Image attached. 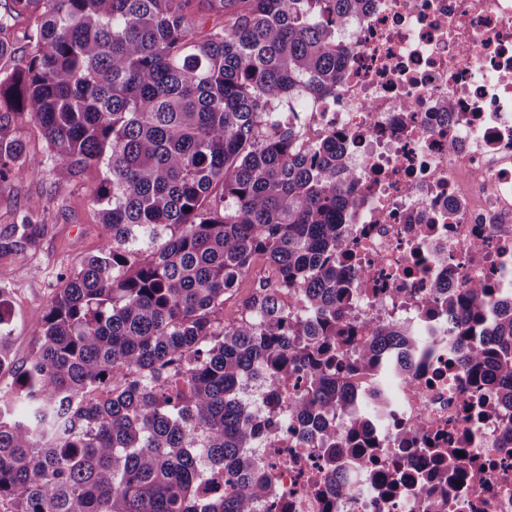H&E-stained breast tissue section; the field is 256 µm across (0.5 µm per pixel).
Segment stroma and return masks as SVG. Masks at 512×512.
<instances>
[{"label":"stroma","mask_w":512,"mask_h":512,"mask_svg":"<svg viewBox=\"0 0 512 512\" xmlns=\"http://www.w3.org/2000/svg\"><path fill=\"white\" fill-rule=\"evenodd\" d=\"M101 171L86 170L80 178L53 186L51 176L0 180V228L19 223L22 215L35 214L49 229L36 253L0 262V282L13 285L11 354L15 365L25 364L35 353L36 327L50 300L49 281L54 273L72 265L71 243L96 248L101 226L93 191Z\"/></svg>","instance_id":"obj_1"}]
</instances>
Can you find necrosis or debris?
<instances>
[{"instance_id": "1", "label": "necrosis or debris", "mask_w": 512, "mask_h": 512, "mask_svg": "<svg viewBox=\"0 0 512 512\" xmlns=\"http://www.w3.org/2000/svg\"><path fill=\"white\" fill-rule=\"evenodd\" d=\"M344 41L336 96L305 123L310 141L335 132L353 173L347 316L404 320L433 351L394 385L387 416L366 420L385 455H402L399 481L349 468L346 494L310 492L326 482L319 446L294 447L259 409L268 512H429L437 499L448 512H512V419L495 393L468 388L443 316L421 313L437 281L512 294V0H368ZM451 442L484 486L432 478L429 449Z\"/></svg>"}]
</instances>
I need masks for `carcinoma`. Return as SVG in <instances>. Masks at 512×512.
<instances>
[{
    "mask_svg": "<svg viewBox=\"0 0 512 512\" xmlns=\"http://www.w3.org/2000/svg\"><path fill=\"white\" fill-rule=\"evenodd\" d=\"M35 52L0 75V179L55 184L102 169V241L74 243L37 325L38 348L0 383V501L11 512H256L269 487L254 448L256 400L295 379L283 419L298 448L320 439L331 491L337 451L361 450L355 389L332 347L390 386L425 340L403 322L356 324L341 258L358 203L326 136L302 148L306 112L336 93L340 28L367 0H14ZM30 118L49 155L7 134ZM27 216L0 231V259L36 250ZM266 266L241 318L224 296ZM468 382L512 413V296L433 285ZM12 288L0 283V379L13 368ZM294 294L305 313L288 304ZM476 488L466 449H434ZM463 456H458V453Z\"/></svg>",
    "mask_w": 512,
    "mask_h": 512,
    "instance_id": "obj_1",
    "label": "carcinoma"
}]
</instances>
